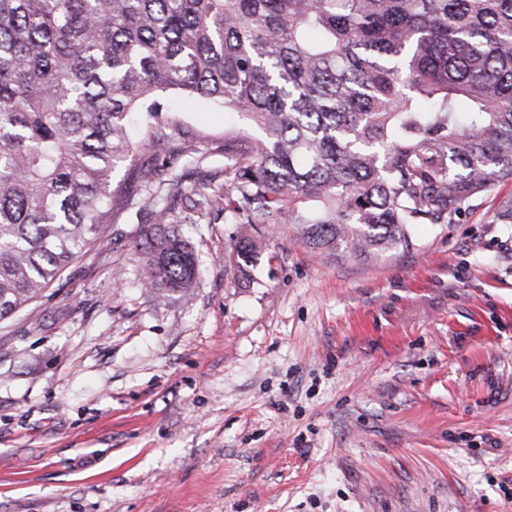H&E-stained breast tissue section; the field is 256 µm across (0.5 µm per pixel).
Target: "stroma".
<instances>
[{"label": "stroma", "instance_id": "stroma-1", "mask_svg": "<svg viewBox=\"0 0 512 512\" xmlns=\"http://www.w3.org/2000/svg\"><path fill=\"white\" fill-rule=\"evenodd\" d=\"M158 103L119 220L0 322V512H512V180L370 262L259 225L246 276L225 256L254 229L217 200L242 117ZM164 208L185 298L141 280Z\"/></svg>", "mask_w": 512, "mask_h": 512}]
</instances>
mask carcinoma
I'll list each match as a JSON object with an SVG mask.
<instances>
[{
    "instance_id": "carcinoma-1",
    "label": "carcinoma",
    "mask_w": 512,
    "mask_h": 512,
    "mask_svg": "<svg viewBox=\"0 0 512 512\" xmlns=\"http://www.w3.org/2000/svg\"><path fill=\"white\" fill-rule=\"evenodd\" d=\"M175 90L239 113L224 218L297 224L340 259L409 248L512 179V0H0V321L40 298L127 205L133 133ZM142 278L198 273L167 214ZM242 273L261 259L243 236Z\"/></svg>"
}]
</instances>
